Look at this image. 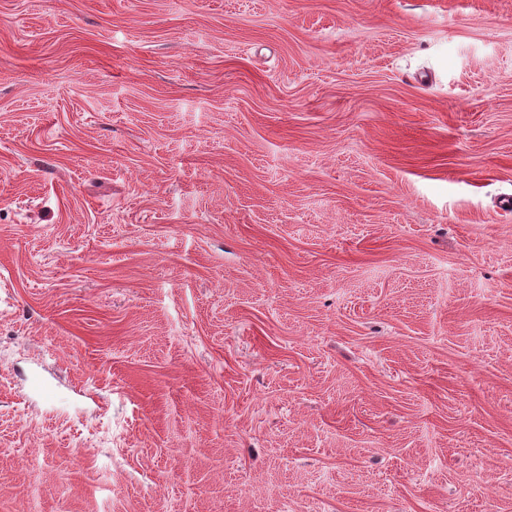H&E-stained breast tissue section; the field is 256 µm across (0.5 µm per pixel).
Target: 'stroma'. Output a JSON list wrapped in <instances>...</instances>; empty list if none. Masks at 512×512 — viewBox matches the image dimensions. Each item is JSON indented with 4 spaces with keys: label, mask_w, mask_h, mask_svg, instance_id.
I'll use <instances>...</instances> for the list:
<instances>
[{
    "label": "stroma",
    "mask_w": 512,
    "mask_h": 512,
    "mask_svg": "<svg viewBox=\"0 0 512 512\" xmlns=\"http://www.w3.org/2000/svg\"><path fill=\"white\" fill-rule=\"evenodd\" d=\"M512 0H0V512H512Z\"/></svg>",
    "instance_id": "obj_1"
}]
</instances>
